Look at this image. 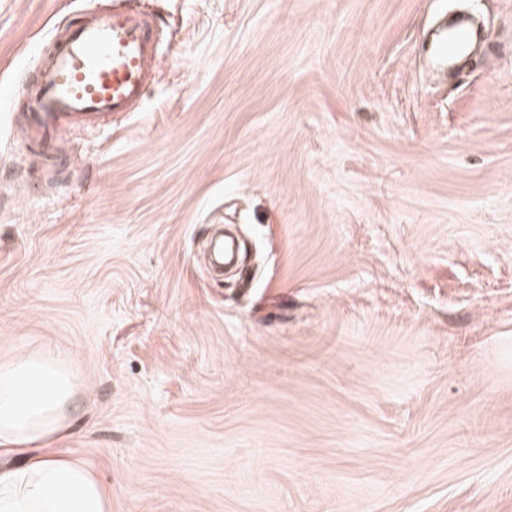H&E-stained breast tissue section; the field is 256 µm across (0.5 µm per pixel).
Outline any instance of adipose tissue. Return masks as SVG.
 I'll list each match as a JSON object with an SVG mask.
<instances>
[{"label": "adipose tissue", "instance_id": "1", "mask_svg": "<svg viewBox=\"0 0 512 512\" xmlns=\"http://www.w3.org/2000/svg\"><path fill=\"white\" fill-rule=\"evenodd\" d=\"M75 376L60 354L0 363V512H111L112 494L82 463L49 453L72 426Z\"/></svg>", "mask_w": 512, "mask_h": 512}]
</instances>
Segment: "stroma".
<instances>
[{
  "instance_id": "stroma-1",
  "label": "stroma",
  "mask_w": 512,
  "mask_h": 512,
  "mask_svg": "<svg viewBox=\"0 0 512 512\" xmlns=\"http://www.w3.org/2000/svg\"><path fill=\"white\" fill-rule=\"evenodd\" d=\"M460 4L490 40L437 82ZM125 6L139 110L29 146L53 34ZM34 352L112 512H512V0H0V362Z\"/></svg>"
}]
</instances>
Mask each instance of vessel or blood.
<instances>
[{
  "label": "vessel or blood",
  "mask_w": 512,
  "mask_h": 512,
  "mask_svg": "<svg viewBox=\"0 0 512 512\" xmlns=\"http://www.w3.org/2000/svg\"><path fill=\"white\" fill-rule=\"evenodd\" d=\"M476 38L463 17L437 29L431 66L447 71ZM157 56L152 21L129 7L82 17L55 34L27 102L35 134L48 138L63 121L89 125L106 114L134 111L147 93Z\"/></svg>",
  "instance_id": "b4317fda"
}]
</instances>
